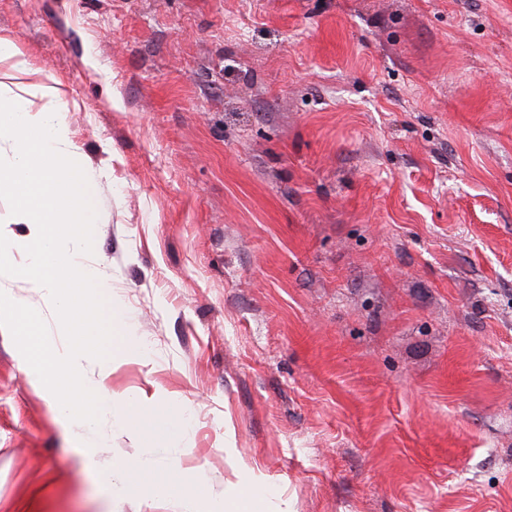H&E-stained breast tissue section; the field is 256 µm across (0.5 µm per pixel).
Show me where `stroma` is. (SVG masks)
I'll list each match as a JSON object with an SVG mask.
<instances>
[{"label": "stroma", "instance_id": "stroma-1", "mask_svg": "<svg viewBox=\"0 0 512 512\" xmlns=\"http://www.w3.org/2000/svg\"><path fill=\"white\" fill-rule=\"evenodd\" d=\"M0 89L71 103L92 259L187 405L102 461L251 472L288 512H512V0H0ZM94 53L100 70L84 59ZM0 512L106 493L0 327Z\"/></svg>", "mask_w": 512, "mask_h": 512}]
</instances>
